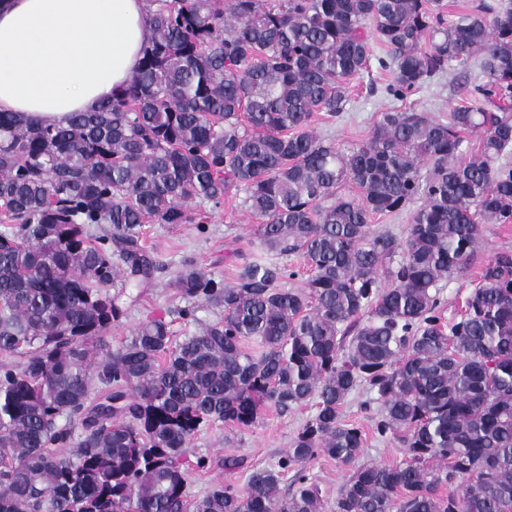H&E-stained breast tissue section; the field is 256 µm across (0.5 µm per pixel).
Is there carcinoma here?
<instances>
[{"label":"carcinoma","mask_w":512,"mask_h":512,"mask_svg":"<svg viewBox=\"0 0 512 512\" xmlns=\"http://www.w3.org/2000/svg\"><path fill=\"white\" fill-rule=\"evenodd\" d=\"M149 2L121 95L65 126L0 113V512H323L305 469L321 455L354 466L334 512H512V250L442 316L480 224H512V3L449 20L441 0ZM473 60L446 118L382 112L349 147L312 129L317 112L344 117L374 63L403 101ZM233 191L260 255L231 285L183 262L175 313L195 330L175 341L149 317L112 347L127 289L165 269L144 226L201 224ZM415 202L405 237L373 228ZM295 252L302 289L268 258ZM361 388L405 460L358 463L341 407ZM265 404L315 412L276 465L226 457L245 486L189 501V441L252 428Z\"/></svg>","instance_id":"1"}]
</instances>
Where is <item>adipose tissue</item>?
Wrapping results in <instances>:
<instances>
[{
	"label": "adipose tissue",
	"instance_id": "1",
	"mask_svg": "<svg viewBox=\"0 0 512 512\" xmlns=\"http://www.w3.org/2000/svg\"><path fill=\"white\" fill-rule=\"evenodd\" d=\"M148 0H0V112L62 124L138 69Z\"/></svg>",
	"mask_w": 512,
	"mask_h": 512
}]
</instances>
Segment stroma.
<instances>
[{
	"mask_svg": "<svg viewBox=\"0 0 512 512\" xmlns=\"http://www.w3.org/2000/svg\"><path fill=\"white\" fill-rule=\"evenodd\" d=\"M390 77V72L375 68L369 76L353 80L350 104L344 117L332 121L324 113H317L314 121L316 132L341 146L366 141L379 113L394 106L393 101L381 92ZM460 101L458 81L450 74L410 98L416 110L436 117L447 116ZM254 225V217L242 207L240 197L235 195L226 196L223 206L210 212L207 223L147 225L145 243L166 269L147 288L137 292L123 317L113 324L109 333L111 344L119 345L132 336L142 320L180 306L181 301L171 281L182 260H193L208 275L232 282L238 267L250 258L254 250L251 243ZM504 248L512 249V224L482 225L475 261L467 271L451 276L445 284L443 310L446 319L458 316L482 265ZM365 398V393H353L342 408L343 419L363 432V462L388 465L401 461L403 449L374 434L369 415L360 408ZM312 413L313 409L308 405L284 416L269 407L254 428L241 429L230 423L219 422L198 432L187 446V456L194 463L187 484L189 499L204 496L218 484L230 483L238 488L243 487L246 471H224L221 459L234 455L246 457L251 465L276 463ZM307 468L321 488L325 507H332L338 489L351 473L350 467L320 456L310 461Z\"/></svg>",
	"mask_w": 512,
	"mask_h": 512,
	"instance_id": "stroma-1",
	"label": "stroma"
}]
</instances>
